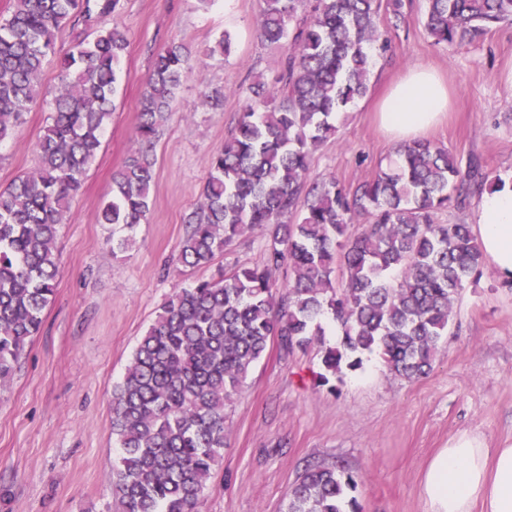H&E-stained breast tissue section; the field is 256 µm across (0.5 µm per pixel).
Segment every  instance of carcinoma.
<instances>
[{
    "label": "carcinoma",
    "instance_id": "1",
    "mask_svg": "<svg viewBox=\"0 0 512 512\" xmlns=\"http://www.w3.org/2000/svg\"><path fill=\"white\" fill-rule=\"evenodd\" d=\"M120 2L13 0L0 21V142L42 97L44 61L62 26L95 33L58 60L37 167L0 192V386L55 295L62 216L112 117L128 37L99 22ZM379 7V0H262L258 36L286 51L280 101L269 105L260 81L243 91L235 131L211 159L200 204L184 217L180 257L209 267L257 228L267 235L264 257L177 291L138 341L112 394V433L122 449L114 512H201L224 460L226 408L275 340L287 352L319 346L322 386L361 368L367 355L407 380L432 371L454 303L484 261L470 225L440 224L437 214L503 181L425 141L399 146L396 160L353 190L311 176L313 151L335 136L339 115L368 89L374 58L390 47ZM504 23L512 24V0H427L425 28L438 44L465 46ZM191 61L177 41L153 58L135 128L140 147L113 176L97 216L120 234V248L148 219L153 140ZM358 215L369 222L352 237ZM338 261L342 287L332 278ZM283 268L285 284L276 278ZM329 316L342 333L337 346L323 341ZM355 484L344 465L309 464L286 492L283 512H345Z\"/></svg>",
    "mask_w": 512,
    "mask_h": 512
}]
</instances>
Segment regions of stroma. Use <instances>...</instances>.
<instances>
[{
	"mask_svg": "<svg viewBox=\"0 0 512 512\" xmlns=\"http://www.w3.org/2000/svg\"><path fill=\"white\" fill-rule=\"evenodd\" d=\"M403 20L376 58L366 95L351 105L335 138L313 153L312 175L348 188L375 176L396 146L380 131L374 106L409 67L443 74L454 108L427 139L484 172L512 176V25L466 46L435 43L424 27L426 0H397ZM260 0H121L128 33L116 109L102 148L69 203L57 239L61 274L39 332L12 378L0 387V512H106L120 448L112 433V387L140 336L175 291L261 262V230L238 237L213 266L179 261L184 217L202 198L213 154L234 130L242 88L273 83L283 48L257 35ZM231 34L228 57L209 56ZM192 50L193 69L154 145L156 179L148 223L127 248L113 247L97 221L112 175L133 153L139 99L154 54L170 41ZM224 91V105L202 102ZM47 111L24 116L0 143V190L37 165ZM317 348L291 353L271 343L226 409L227 446L202 512H283L284 495L306 465L347 464L357 476L349 496L362 512H424L419 494L426 460L449 437L472 431L490 446L512 441V285L483 263L454 304V322L433 370L407 381L378 357L345 371L335 389L315 384Z\"/></svg>",
	"mask_w": 512,
	"mask_h": 512,
	"instance_id": "stroma-1",
	"label": "stroma"
}]
</instances>
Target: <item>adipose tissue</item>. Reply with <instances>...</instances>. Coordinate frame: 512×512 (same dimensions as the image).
Masks as SVG:
<instances>
[{
	"label": "adipose tissue",
	"mask_w": 512,
	"mask_h": 512,
	"mask_svg": "<svg viewBox=\"0 0 512 512\" xmlns=\"http://www.w3.org/2000/svg\"><path fill=\"white\" fill-rule=\"evenodd\" d=\"M451 96L438 71L417 64L383 96L376 118L399 144L421 137L448 112ZM474 220L483 253L500 280L512 281V183L481 197ZM425 512H512V443L490 447L460 432L427 461L420 485Z\"/></svg>",
	"instance_id": "adipose-tissue-1"
}]
</instances>
